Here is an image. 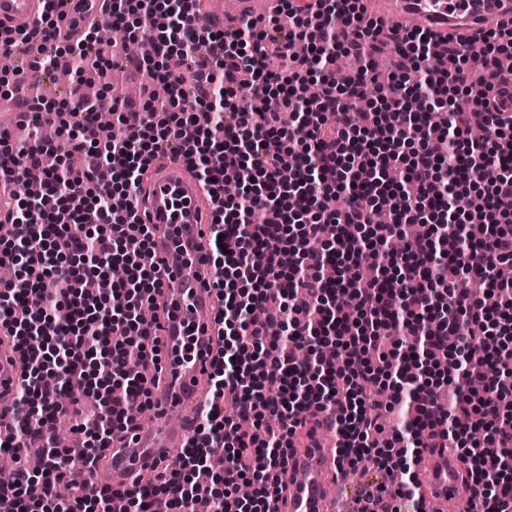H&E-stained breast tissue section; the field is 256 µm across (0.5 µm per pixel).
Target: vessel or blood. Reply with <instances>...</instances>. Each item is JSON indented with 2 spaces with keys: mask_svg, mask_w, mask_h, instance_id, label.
<instances>
[{
  "mask_svg": "<svg viewBox=\"0 0 512 512\" xmlns=\"http://www.w3.org/2000/svg\"><path fill=\"white\" fill-rule=\"evenodd\" d=\"M67 0L55 29L57 40L77 43L90 19L99 17L103 0ZM253 0H223L218 11L224 29L238 28L248 17ZM375 19L384 23L416 21L437 40L470 38L491 23L512 19V0H380ZM43 0H0V33L25 21L37 23ZM131 204L141 222L150 228L152 253L163 263L165 288L159 298L163 311L159 332L163 357L159 384L154 388L152 410L157 425L136 430L113 449L105 466L92 470V487L132 489L136 476L158 472L178 457L191 436L188 416L212 397L207 381L222 357L216 321L220 301L211 283L208 244L203 233V213L213 204L207 192L189 174L179 158L156 157L147 171L143 191ZM23 363L10 347L0 348V422L8 420L12 392L20 385ZM334 440L310 439L289 460L288 491L277 502L278 512H332L327 494L340 469ZM461 465L447 454L430 456L429 481L424 488L426 512L444 503L462 504L477 512L478 502L460 479Z\"/></svg>",
  "mask_w": 512,
  "mask_h": 512,
  "instance_id": "b4317fda",
  "label": "vessel or blood"
}]
</instances>
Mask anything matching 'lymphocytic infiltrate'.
I'll return each instance as SVG.
<instances>
[{
	"label": "lymphocytic infiltrate",
	"instance_id": "lymphocytic-infiltrate-1",
	"mask_svg": "<svg viewBox=\"0 0 512 512\" xmlns=\"http://www.w3.org/2000/svg\"><path fill=\"white\" fill-rule=\"evenodd\" d=\"M200 0H111L103 18L134 26L148 42L141 66L150 80L144 117L130 130L118 116L95 126L102 95L75 94L74 136L64 154L84 156L81 169L57 164L35 193L20 192L26 172L47 152L41 140L12 146L0 134V186L13 189L14 209L0 238V264L15 278L0 282V326L23 355L25 403L0 451L19 455L39 445L44 466L0 479V512H272L285 490L289 451L314 436L307 411L335 412L336 439L349 466L387 473L395 490L378 486L361 512H401L417 502L413 464L429 448L454 449L484 512H512V282L496 275L512 264V109L505 103L462 109L473 97L467 52L437 43L421 30L384 31L355 0H305L285 17L249 20L227 33L210 27ZM53 10L38 27L0 43V56L32 44L51 63ZM483 91L504 81L498 60L512 53L505 26L484 31ZM309 46L307 66L319 77L320 108L301 87L283 80L295 67L292 47ZM399 55L379 81L369 59L385 44ZM282 60L269 70L267 48ZM365 63L356 75L328 73L338 54ZM183 60L180 72L168 67ZM412 57L413 86L400 77ZM449 67H441L442 59ZM368 108L350 109L365 95ZM486 137L473 143L472 129ZM170 151L184 158L214 196L209 226L213 285L223 302V356L209 373L213 400L201 412L176 467L143 478L133 490L88 488L66 466L67 453L48 434L65 414L62 392L100 388L95 417L78 424L86 466L104 458L116 433L138 429L151 404L142 370L156 365L158 319L137 312L163 290L158 263L143 264L148 228L127 200L151 161ZM239 186L224 194L226 182ZM344 192L343 212L328 202ZM475 201L472 210L456 205ZM389 201L390 223L375 221ZM427 227L413 235V225ZM404 240L402 253L383 246ZM368 260L380 274L369 281L345 275ZM123 266L124 279L112 278ZM482 283L483 298L471 297ZM262 309L264 323L247 321ZM455 385L448 406L437 402ZM381 386L400 404L407 435L383 439ZM258 480L241 497L238 483Z\"/></svg>",
	"mask_w": 512,
	"mask_h": 512
}]
</instances>
